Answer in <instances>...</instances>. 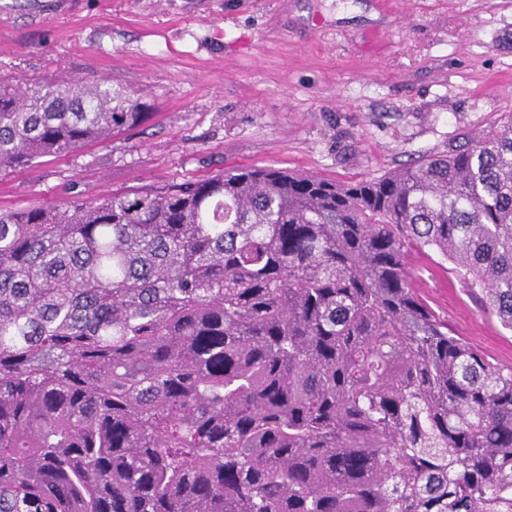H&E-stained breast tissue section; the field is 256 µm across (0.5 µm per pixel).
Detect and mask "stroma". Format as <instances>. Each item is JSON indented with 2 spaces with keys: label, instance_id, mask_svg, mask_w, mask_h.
Masks as SVG:
<instances>
[{
  "label": "stroma",
  "instance_id": "obj_1",
  "mask_svg": "<svg viewBox=\"0 0 512 512\" xmlns=\"http://www.w3.org/2000/svg\"><path fill=\"white\" fill-rule=\"evenodd\" d=\"M0 76L106 78L140 125L0 173V207L51 206L236 166L341 183L447 152L512 113V0H0ZM418 294L512 366V331L430 250Z\"/></svg>",
  "mask_w": 512,
  "mask_h": 512
}]
</instances>
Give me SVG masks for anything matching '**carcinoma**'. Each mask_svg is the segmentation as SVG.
<instances>
[{
	"label": "carcinoma",
	"mask_w": 512,
	"mask_h": 512,
	"mask_svg": "<svg viewBox=\"0 0 512 512\" xmlns=\"http://www.w3.org/2000/svg\"><path fill=\"white\" fill-rule=\"evenodd\" d=\"M109 81L0 79V172L106 142ZM512 114L377 178L238 166L0 208V512H512ZM448 261L428 249L413 250L409 270L417 293L443 319L453 336L483 352L498 366H512V332L495 316L483 312L459 275L450 273ZM453 285L448 291V285Z\"/></svg>",
	"instance_id": "carcinoma-1"
}]
</instances>
